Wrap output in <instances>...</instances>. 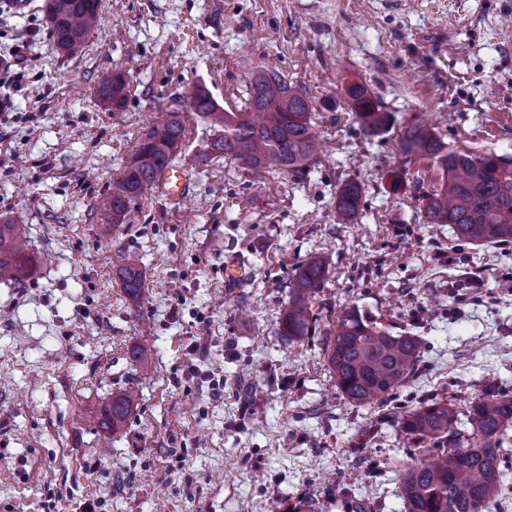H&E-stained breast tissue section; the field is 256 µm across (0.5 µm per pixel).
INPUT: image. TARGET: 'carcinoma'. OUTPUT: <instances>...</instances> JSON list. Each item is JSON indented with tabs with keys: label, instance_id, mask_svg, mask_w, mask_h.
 <instances>
[{
	"label": "carcinoma",
	"instance_id": "obj_1",
	"mask_svg": "<svg viewBox=\"0 0 512 512\" xmlns=\"http://www.w3.org/2000/svg\"><path fill=\"white\" fill-rule=\"evenodd\" d=\"M101 23L99 0H50L46 25L52 47L68 54ZM127 82L116 73L98 89V99L114 112L125 108ZM352 120L366 136H378L390 124L389 114L363 84L348 87ZM192 112L213 127L216 137L207 154L241 162L262 172L296 173L320 159V136L311 123V107L277 72L264 71L249 84L247 107L226 112L207 89L197 87L189 101ZM183 114L172 112L142 139L112 190L93 206L103 231L124 220L130 203L153 185L157 173L178 156L184 141ZM405 156L435 160L448 174L428 196L422 211L427 224H448L455 240L472 244H512V162L493 153L448 150L435 128L419 121L405 126L398 140ZM362 205V189L346 181L336 195V223L352 224ZM139 260H123L122 285L133 296L144 288ZM36 261L29 254L22 225L0 222V282L21 283L32 275ZM326 260L316 257L297 273L283 310V335L299 341L311 331L310 298L322 287ZM422 340L410 333L394 335L354 308L337 321L328 351L336 392L359 407L378 404L415 375ZM136 394L112 398L99 427L111 432L126 420ZM471 431L457 428L456 409L434 397L410 408L401 419L402 433L415 453L399 477L397 497L404 512H489L505 490L507 431L512 428V392L496 389L472 399L466 407Z\"/></svg>",
	"mask_w": 512,
	"mask_h": 512
}]
</instances>
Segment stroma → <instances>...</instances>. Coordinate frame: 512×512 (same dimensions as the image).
<instances>
[{
    "label": "stroma",
    "instance_id": "obj_1",
    "mask_svg": "<svg viewBox=\"0 0 512 512\" xmlns=\"http://www.w3.org/2000/svg\"><path fill=\"white\" fill-rule=\"evenodd\" d=\"M45 9L0 12V48L25 74L0 116V218L23 225L36 260L24 283H0V512H82L101 496L105 512H402V412L512 390V251L424 223L445 173L397 141L423 117L450 149L512 159V55L499 50L512 0H100V25L67 55ZM270 68L308 97L323 154L259 178L205 157L214 131L189 96L201 84L240 111ZM116 72L119 112L97 98ZM355 83L390 114L383 134L353 123ZM169 112L185 115L187 204L149 188L100 237L95 201ZM347 180L363 206L340 224ZM120 253L139 259L143 296L123 290ZM318 254L326 280L295 344L282 310ZM231 260L246 275L229 284ZM354 306L423 340L417 374L372 407L340 398L327 361ZM145 342L143 365L131 353ZM131 388L123 426L103 434L102 408Z\"/></svg>",
    "mask_w": 512,
    "mask_h": 512
}]
</instances>
